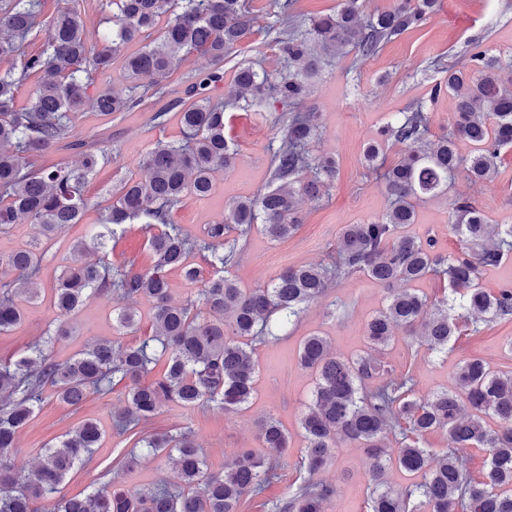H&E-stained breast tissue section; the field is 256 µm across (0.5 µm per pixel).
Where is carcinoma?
<instances>
[{
	"mask_svg": "<svg viewBox=\"0 0 512 512\" xmlns=\"http://www.w3.org/2000/svg\"><path fill=\"white\" fill-rule=\"evenodd\" d=\"M112 36L96 37L74 6L58 11L44 28L45 48L24 51L26 38L39 25L40 0H0V232L13 224L34 226L33 242L0 262L16 274L0 293V334L23 317L21 300L40 296L38 275L43 256L38 245L52 240L69 224L80 222L88 207V178L107 156L87 146L74 132L71 118L83 110L92 75H104L116 63L140 95L100 90L97 111L105 116L130 112L158 92L191 53L208 59L187 90L188 99L171 101L180 108L185 139L156 141L140 160L145 178L120 181L104 208L101 231L87 244L76 243L71 261L51 288L57 318L42 341L17 360L0 364V512H41L40 503L53 499L48 512H240L281 480V458L288 452V432L268 418L260 424L264 455L240 452L209 474L205 460L187 428L173 433L139 436L140 425L164 405L207 406L232 414L255 391L256 364L252 344L277 338L273 319L295 322L306 306L325 296L333 282L362 274L390 290L386 304L365 323L368 351L343 359L330 352L318 334L302 339L299 364L311 372L314 389L300 425L305 448L300 461L304 476L289 488L277 512H324L335 485L319 478L335 449L353 444L369 459V512H512V371L491 370L484 360L469 358L454 384L417 397L409 373L394 375L382 351L403 328L422 329L427 349L441 353L456 336L459 320L478 324L512 320V288L491 291L480 282L483 270L512 256V225L488 223L475 201H451L452 228L463 242L461 251L444 254L433 238L409 236L415 223L414 201L448 193L455 175L464 171L473 183L492 180L502 151L512 149V64L483 47L469 44L467 62L437 68L429 101L453 95V119L447 133L431 134V113L417 104L383 124L363 148V165L381 174L387 208L368 224L343 227L326 263L292 266L255 288H242L228 275L239 260V240L257 229L274 241L296 233L303 224L299 199L319 201L338 175L336 158L315 155L311 144L319 134L315 112L293 110L310 94L309 80L324 58L356 52L363 59L383 43L424 26L437 0H395L392 8L363 16L361 0H341L336 11L298 18L295 0H272L277 19L289 31L277 42L288 70L273 77L245 62L231 66L239 89L231 106L248 111L269 95L292 108L281 117L284 137L273 150L274 169L268 189L256 198L229 205L224 220L204 227L191 238L172 211L189 198L209 195L216 171L235 159L224 137V108L209 94L224 80V60L250 30L252 0H109ZM164 25H159V22ZM141 44L132 52L128 45ZM40 75L29 105L16 109L20 84ZM81 153L79 163L55 162L40 168L34 159L49 153L61 140ZM471 151L462 155L457 142ZM402 145L398 159L387 163L386 146ZM142 224L155 265L147 272L112 266L108 242L117 229ZM103 253L96 262L83 260L89 250ZM200 253L212 268L209 277L190 258ZM178 271L196 298L170 302L169 273ZM429 276L447 282L450 293L429 301L416 284ZM114 294L128 301L153 303L152 336L134 346L101 340L59 363L48 350L70 335L69 318L93 296ZM117 326L138 325L132 306L117 313ZM160 377H142L158 363ZM125 384L127 405L115 416V430L134 440L146 455H164L176 465L182 486L164 484L130 493L104 485L83 497L60 493L69 473L89 461L100 445L102 431L86 420L53 445L40 449L25 483L12 475L10 461L18 453V432L46 399L77 406L88 393L108 392ZM497 419L491 430L487 418ZM448 433V447L434 452L423 440ZM476 446L488 452L482 479L466 476L456 451ZM419 478L400 491L391 486L390 464Z\"/></svg>",
	"mask_w": 512,
	"mask_h": 512,
	"instance_id": "obj_1",
	"label": "carcinoma"
}]
</instances>
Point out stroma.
I'll return each instance as SVG.
<instances>
[{
	"instance_id": "stroma-1",
	"label": "stroma",
	"mask_w": 512,
	"mask_h": 512,
	"mask_svg": "<svg viewBox=\"0 0 512 512\" xmlns=\"http://www.w3.org/2000/svg\"><path fill=\"white\" fill-rule=\"evenodd\" d=\"M279 30L270 0H254V23L233 50V60L252 63L271 73L279 71ZM474 38L482 39L503 60H512V0H441L437 12L422 29L384 43L367 59H357L350 52L324 66L314 78L303 107L319 116L320 136L312 145L314 153L335 156L339 176L321 202L301 200L305 221L294 236L277 242L257 231L248 236L241 260L230 270L242 287L267 282L291 266L325 261L344 225L365 224L383 214L387 206L385 190L382 181L361 164L364 144L396 112L411 101L426 97L435 76L431 67L434 59L447 65L465 63L466 45ZM236 93L229 76L210 90L214 99L227 104L224 136L237 156L232 166L215 173V189L209 197L189 200L174 211V223L192 237L200 235L204 225L222 220L230 203L258 194L270 180V148L281 143L279 118L287 108L271 96L253 110L241 111L232 106ZM156 110V105L151 104L115 119L100 115L89 105L76 115V132L93 149L105 153L108 160L89 179V207L82 222L69 225L47 242L39 279L43 294L39 300L25 303L24 319L16 328L0 334V361L24 353L54 319L48 294L70 259L71 245L87 238L91 227L97 224L99 204L110 198L122 177H141L139 161L156 138H181L177 110H169L162 128L150 127L149 119ZM458 195L475 197L490 223L512 224V149L502 152L499 174L493 181L474 184L461 173L447 195L417 201V222L408 227V234L436 237L440 250L447 254L460 251L462 244L450 229V203ZM147 239L141 225H127L110 243V262L137 271L148 270L153 256ZM386 297L385 288L366 276L334 284L324 298L307 306L297 324L282 329L280 340L257 347L255 395L245 409L227 415L207 407L167 405L148 422L147 432L188 428L205 454L209 471L220 473L225 463L241 450L262 453L258 424L270 417L277 419L287 430L290 442V451L282 461L281 481L264 497L248 500L242 508V512H272V501L301 477L298 463L305 442L300 418L314 386L310 372L297 363L301 339L317 333L327 338L337 356H356L366 346V321ZM126 305V300L117 296L90 299L73 318L72 336L51 349L52 359L66 361L97 340L110 339L126 345L150 334L152 304L144 298L135 304L141 319L138 332L126 334L118 330L115 317ZM511 338L512 320L487 323L477 335L465 327L456 341L449 344L447 352L435 354L427 350L419 337L399 331L384 350L383 358L395 372L408 370L414 374L415 392L421 397L452 385L462 360L470 356L483 358L496 371H512V354L504 349ZM125 402L120 386L104 394H90L75 411L54 399H46L18 434L15 466L19 475L27 474L39 448L59 440L80 422L93 419L104 433L102 445L90 462L68 476L64 493L84 495L106 479L132 492L159 482L172 487L180 485L173 464L163 457L142 460L131 470L120 468L118 460L129 447L116 435L113 416ZM366 469L361 449L345 444L336 448L322 473L323 479L336 486L335 494L325 505L326 512H366Z\"/></svg>"
}]
</instances>
